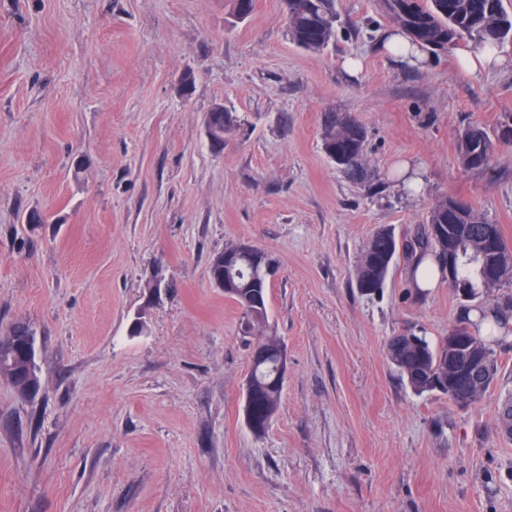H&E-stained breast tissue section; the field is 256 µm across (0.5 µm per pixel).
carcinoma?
<instances>
[{
	"mask_svg": "<svg viewBox=\"0 0 512 512\" xmlns=\"http://www.w3.org/2000/svg\"><path fill=\"white\" fill-rule=\"evenodd\" d=\"M287 28L290 40L313 52H322L336 40L338 15L336 0H285ZM395 0H381L379 10L407 36L436 53L434 44L450 52L471 42L478 47L499 48L512 43V14L503 0H423L421 12L427 25L426 33L412 37L411 21L401 15ZM218 130L216 145L224 146V136L235 130L233 123L224 122V107L211 109ZM323 150L338 153L343 161L340 170L357 177L368 176L366 162V132L349 117L332 115L323 135ZM499 134L491 135L482 126H467L458 136L457 153L463 168L484 170L491 166L498 146ZM458 199L442 197L431 207L426 226L406 241L405 254L413 257L426 254L438 264L441 274H448L445 257L448 243L460 242L466 260L457 273V282L449 283L452 292L463 286L470 298H457L460 318L448 329V335L430 341L414 332L392 336L386 343L390 363L408 387L417 395L439 393L456 404L467 406L476 399L461 397L458 383L449 382L448 340L451 336H466L484 350L491 362L492 374L485 389L497 384L500 375V354L512 350V273L498 284H487L478 272V238L491 220L472 205L461 210ZM399 253V243L390 228L376 230L363 244L354 279L361 293L370 295L383 288L390 268ZM265 252L255 246L230 243L215 255L209 264V278L224 276V264L229 263L236 281L231 284L233 300L241 314V329L250 337V370L246 380L249 399L244 403V419L254 434L264 432L278 411L284 389V379L278 377L284 345L269 330L268 281L265 273ZM17 354L0 351V376L18 385ZM500 421L508 438L512 439V393L502 404Z\"/></svg>",
	"mask_w": 512,
	"mask_h": 512,
	"instance_id": "1",
	"label": "carcinoma"
}]
</instances>
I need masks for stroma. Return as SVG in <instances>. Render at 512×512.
I'll return each instance as SVG.
<instances>
[{"label": "stroma", "mask_w": 512, "mask_h": 512, "mask_svg": "<svg viewBox=\"0 0 512 512\" xmlns=\"http://www.w3.org/2000/svg\"><path fill=\"white\" fill-rule=\"evenodd\" d=\"M336 10L312 52L283 0L241 21L232 0H0V339L33 329L42 382L23 396L0 378V512H512V352L474 404L415 395L386 343L446 335L455 297L413 288L403 254L376 294L353 276L374 231L412 238L444 196L512 244V143L486 171L456 153L467 125L512 123V64L401 69L378 0ZM219 104L241 126L217 153ZM334 112L365 128L368 181L322 151ZM231 242L278 263L287 374L260 437L239 311L208 276ZM211 112V113H210ZM208 112L204 119V132L205 136L209 142V144H214L213 139V127L211 124V114L213 115L214 126L218 130V135L215 138L216 145L220 146V149L224 150V136L231 134L235 127L231 122H225L224 124V114L226 115L228 112H224V107L221 105L215 106ZM221 150V151H222Z\"/></svg>", "instance_id": "stroma-1"}]
</instances>
